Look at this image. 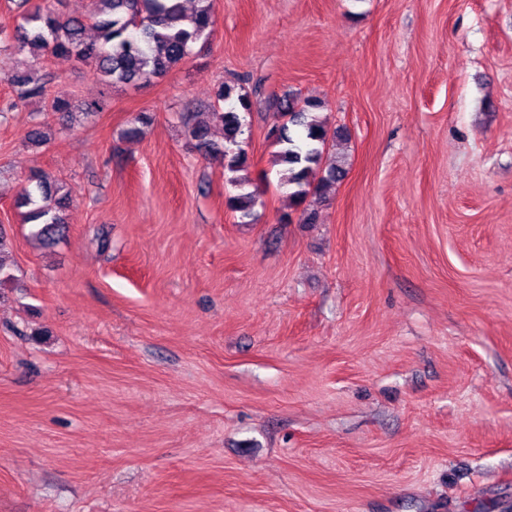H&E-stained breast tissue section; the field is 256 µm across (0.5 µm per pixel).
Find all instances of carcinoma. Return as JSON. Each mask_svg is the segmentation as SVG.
<instances>
[{
  "label": "carcinoma",
  "instance_id": "carcinoma-1",
  "mask_svg": "<svg viewBox=\"0 0 512 512\" xmlns=\"http://www.w3.org/2000/svg\"><path fill=\"white\" fill-rule=\"evenodd\" d=\"M214 24L213 0H197L191 13L186 11L184 0H95L86 20L63 19L54 9L38 6L24 15L12 32L0 28V43L9 41L18 51L29 47L45 55L86 60L103 81L137 85L163 77L181 64L194 44L210 36ZM88 26L97 33L93 41L84 37ZM7 80L14 86L18 102L48 95L49 80L45 77L34 79L15 72ZM217 100L227 103L225 111L212 113L224 128L223 141L213 140L210 124L197 120L193 112L184 115L183 125L201 151L224 161V171L232 174L230 182L239 189L231 200L232 209L240 213V219L252 221L254 194L248 191L250 160L243 138L251 97L223 85ZM323 107L319 98L286 95L278 99L279 121L267 134L278 147L272 165L279 187L287 190L290 205L303 207L309 222L317 216L323 190L346 175L341 162L324 163L329 132L319 116ZM31 181L34 187L24 189L17 200L22 223L35 226L33 237L52 242L66 229L63 213L71 190L52 181L44 171L34 173Z\"/></svg>",
  "mask_w": 512,
  "mask_h": 512
}]
</instances>
